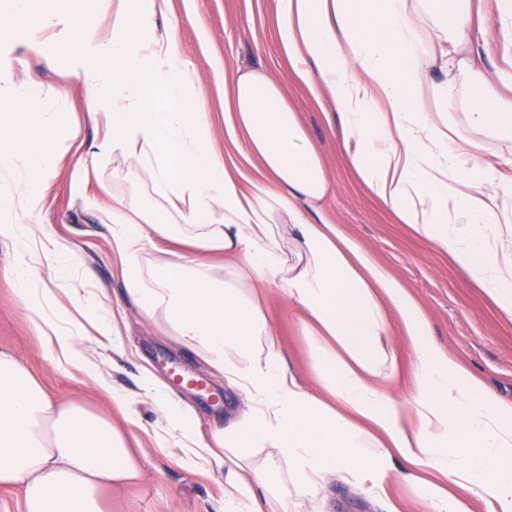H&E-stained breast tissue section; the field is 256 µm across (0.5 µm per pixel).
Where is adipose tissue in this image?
I'll use <instances>...</instances> for the list:
<instances>
[{"mask_svg":"<svg viewBox=\"0 0 512 512\" xmlns=\"http://www.w3.org/2000/svg\"><path fill=\"white\" fill-rule=\"evenodd\" d=\"M279 47L295 84L328 96L339 118L336 141L369 193L468 276L512 320V169L477 158L472 135L512 141V73L490 79L478 50L474 0H269ZM112 10L111 35L94 15ZM168 0H0V174L24 162L23 187L0 185V240L14 253L16 293L31 328L59 366H74L106 392L127 427L108 414L54 401L11 354L0 352V484L19 490L24 512H105L106 488L141 478L128 446L136 428L130 394L100 373L89 344L110 327L98 301L69 289L82 318L69 317L31 278L36 254L67 276L77 256L31 225L45 206L50 177L68 147L58 113L44 111L36 86L14 81L9 47H32L54 32L47 58L85 88L91 118L106 132L97 145L148 173L167 207L131 210L112 201V247L125 265L127 292L151 321L221 372L250 411L193 433L189 406L172 401L152 375L144 396L165 426L153 447L176 450L181 465L224 475L225 512H288L287 489L269 467L249 462L252 448L272 449L294 483L316 494L339 474L377 489L397 479L425 498L430 512H466L442 485L423 481L429 468L469 494L488 496L492 512H512V404L435 343L414 296L318 206L330 191L324 160L311 144L282 83L240 69L224 84V134L256 161L261 179L243 186L214 137L205 94L173 29L159 30ZM465 108L466 123L454 114ZM187 244L152 274L143 256L156 242ZM223 252L224 267L205 259ZM280 288L301 311L313 374L322 388H302L286 368L258 290ZM411 343L412 390L387 392L394 353L380 343L392 328ZM403 458L407 469L392 465Z\"/></svg>","mask_w":512,"mask_h":512,"instance_id":"1","label":"adipose tissue"}]
</instances>
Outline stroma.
Wrapping results in <instances>:
<instances>
[{"mask_svg": "<svg viewBox=\"0 0 512 512\" xmlns=\"http://www.w3.org/2000/svg\"><path fill=\"white\" fill-rule=\"evenodd\" d=\"M170 12L178 21V43L206 93L216 139L224 137V88L215 83L214 69L227 65L269 71L286 87L289 103L328 167L331 192L324 202L326 216L416 297L436 343L448 356L478 377L491 394L512 402V321L499 315L447 254L398 223L367 192L336 143L335 112L293 83L268 0H171ZM13 54L16 81L37 83L45 111L66 115L65 134L73 146L51 179L37 223L71 245L78 264L69 279L96 294L120 333L122 351H113L108 336L99 337L95 345L106 378L137 395L143 375L152 373L165 383L173 400L193 408L195 431L208 438L212 428L243 415L247 402L225 383L223 375L181 347L162 322L142 317L126 292L121 259L112 247L111 225L103 222L100 211L86 206L85 195L71 189L73 167L87 161L91 169L86 195H100L103 209L111 208L113 197L118 196L155 211L160 203L148 175L124 157H94V146L105 127L89 119L82 89L23 40L15 41ZM11 265V248L0 242V351L13 354L54 399L77 402L93 411L108 410V397L82 372L51 361L16 298ZM261 307L276 329L287 368L303 388L319 392L298 309L274 287L266 289ZM177 372L205 380L218 401L202 398L191 387L174 385ZM134 410L143 475L106 492L108 512H224L223 477L182 467L169 452L150 447L147 433L160 429L165 421L151 399L138 398ZM250 457L258 464H273L274 482L288 488V512H429L426 500L401 481L388 482L375 494L332 474L312 497L291 487L286 463L274 461L271 449H252Z\"/></svg>", "mask_w": 512, "mask_h": 512, "instance_id": "obj_1", "label": "stroma"}]
</instances>
